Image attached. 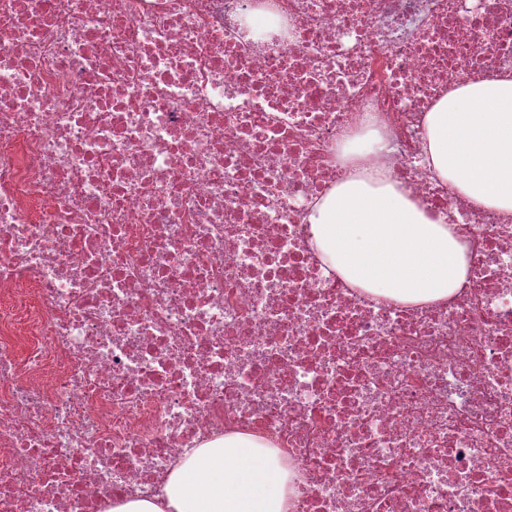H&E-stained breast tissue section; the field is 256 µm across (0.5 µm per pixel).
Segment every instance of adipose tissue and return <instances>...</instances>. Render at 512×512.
Wrapping results in <instances>:
<instances>
[{
  "label": "adipose tissue",
  "mask_w": 512,
  "mask_h": 512,
  "mask_svg": "<svg viewBox=\"0 0 512 512\" xmlns=\"http://www.w3.org/2000/svg\"><path fill=\"white\" fill-rule=\"evenodd\" d=\"M424 161L450 191L512 213V75L449 91L427 116ZM308 221L314 248L349 287L420 305L448 299L466 279V242L381 169L336 184ZM163 495V504L130 499L112 512H288V473L262 438L229 435L185 452Z\"/></svg>",
  "instance_id": "obj_1"
}]
</instances>
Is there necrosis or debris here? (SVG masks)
<instances>
[{
  "label": "necrosis or debris",
  "instance_id": "necrosis-or-debris-1",
  "mask_svg": "<svg viewBox=\"0 0 512 512\" xmlns=\"http://www.w3.org/2000/svg\"><path fill=\"white\" fill-rule=\"evenodd\" d=\"M486 74L512 0H0V297L31 294L0 306V512L153 500L237 433L288 512H512V216L423 162ZM365 167L468 244L450 298L318 258L313 204Z\"/></svg>",
  "mask_w": 512,
  "mask_h": 512
}]
</instances>
